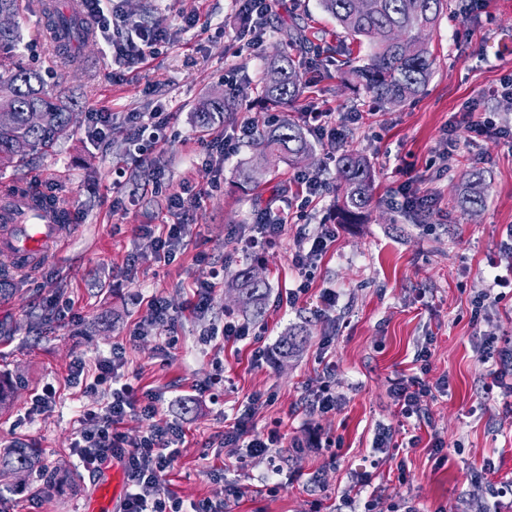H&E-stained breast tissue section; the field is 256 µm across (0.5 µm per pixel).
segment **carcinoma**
I'll return each mask as SVG.
<instances>
[{"label":"carcinoma","mask_w":512,"mask_h":512,"mask_svg":"<svg viewBox=\"0 0 512 512\" xmlns=\"http://www.w3.org/2000/svg\"><path fill=\"white\" fill-rule=\"evenodd\" d=\"M320 0L323 10L331 14L344 32L370 47L361 62H344L345 80L362 86L374 99L401 106L414 99L431 76L432 60L420 40V34L433 29L447 0ZM52 27L64 32L60 41L51 43L52 62L67 65L77 61V53L90 42L89 32L75 10L55 7L48 14ZM18 41L15 28L0 29V113L10 114L7 123H0V168L18 167L26 154L15 151V144L24 141L28 151L47 152L68 135L72 112L57 95L44 87L42 75L22 66L6 51ZM268 69L278 80L268 81L263 93L268 104L279 106L296 100L303 91L299 73L292 58L274 57ZM236 96L217 94L204 100L196 111V119L205 127L234 110ZM38 112L41 122L34 125L30 114ZM255 144L267 163L312 152L300 125L284 120L256 130ZM340 180L337 206L344 223L356 224L363 217L373 198V171L367 158L354 149H344L337 157ZM464 210L484 206L485 180L477 170L467 173L459 190ZM239 298L252 314L259 316L269 296L266 281L253 278V269L240 270L235 280ZM303 339L289 333L279 341L278 356H296ZM38 454L33 448H11L0 453V467L15 473H28L37 467Z\"/></svg>","instance_id":"cac0c4a2"}]
</instances>
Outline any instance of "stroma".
<instances>
[{
    "instance_id": "stroma-1",
    "label": "stroma",
    "mask_w": 512,
    "mask_h": 512,
    "mask_svg": "<svg viewBox=\"0 0 512 512\" xmlns=\"http://www.w3.org/2000/svg\"><path fill=\"white\" fill-rule=\"evenodd\" d=\"M128 24L159 27L166 40L146 61L113 60L103 40L83 49L82 66L47 65L42 18L27 10L14 19L21 33L15 54L25 67L40 71L74 109L68 138L55 150L28 156L25 165L0 171V183L49 191L69 209L67 235L51 261L22 278H0V386L11 404L0 412V450L37 449L39 466L55 476L48 497L37 477L24 482L0 476V512H82L83 503L104 482L111 467L88 474L72 449L74 417L80 408L97 409L110 398L108 386L82 392L67 375L76 359L94 364L112 345L142 330L129 348L126 373L141 390L160 396L163 414L183 421L185 440L163 484L183 503L224 502L225 512H338L354 473L369 470L366 493L383 504L413 496L425 512H460L463 502L493 504L478 474L493 464L495 481L512 483V398L487 390L482 360L487 340L506 346L512 339V143L487 139L471 146L465 129L447 137L455 113L473 102L502 117L512 116V100L498 98L512 80V7L487 0L469 14L459 0L427 35L434 60L420 96L401 107L373 99L336 74L346 53L363 57L367 44L353 41L325 12L319 0H274L273 11L256 43L241 40L245 10L239 0H116ZM303 27L311 48L289 38L292 25ZM293 55L306 86L300 99L279 108V119L303 123L304 111L359 113L347 148L363 153L373 175V200L362 223H342L336 210L337 165L322 143L305 160L260 167L250 140L237 151L214 158L204 168L205 130L195 119L199 103L225 92L233 76L241 96L235 111L214 125V134L267 113L261 97L266 62ZM112 112L101 140L88 139L92 110ZM160 113L164 141L134 164L128 138L132 115ZM256 171L242 182V168ZM412 168L421 193L433 204L402 207L396 190ZM484 172L488 193L477 213L462 210L457 188L466 171ZM161 183H154L153 172ZM304 172L326 179L321 199L307 210L308 231L336 228L330 250L313 260L307 295L288 305L285 291L298 276L291 266L298 229L288 224L277 246L244 251L233 235L252 223L258 211L282 218L299 200L293 182ZM121 195H113V181ZM188 187L202 196L198 209L167 206L169 193ZM180 224L182 241L170 261L160 260L155 234L162 225ZM252 267L265 277L269 302L260 320L266 357L254 363L256 346L211 337L225 318L251 321L233 289L236 272ZM218 271L206 310L189 314L194 285ZM336 293L335 305L322 299ZM163 297L178 320L174 345L159 353L163 339L152 322L149 296ZM490 295L480 323H472V303ZM70 302L65 318L49 309L50 300ZM306 330L300 353L288 361L276 355L281 336ZM429 344L427 378L447 382L434 392L415 447L385 458L378 468L375 436L379 427L403 440L399 408L391 382L419 370L415 354ZM223 369L224 382L213 396L197 394L198 385ZM54 385L52 406L34 410L45 385ZM329 389L335 413L310 415L303 398ZM255 393L270 396L255 417L256 434L277 428L280 465L256 458L238 467L235 448H213L209 441L224 430V419ZM337 439V451L324 448ZM445 443L447 460L438 463L429 444ZM237 484L238 498L226 500V484Z\"/></svg>"
}]
</instances>
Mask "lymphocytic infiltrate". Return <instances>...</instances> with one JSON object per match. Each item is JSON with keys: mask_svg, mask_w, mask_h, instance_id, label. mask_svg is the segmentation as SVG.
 Instances as JSON below:
<instances>
[{"mask_svg": "<svg viewBox=\"0 0 512 512\" xmlns=\"http://www.w3.org/2000/svg\"><path fill=\"white\" fill-rule=\"evenodd\" d=\"M90 11L97 28L112 51L113 59L131 63L145 59L162 43L158 30L127 24L115 18L108 8L109 0H89ZM336 240V232L329 225H321L313 234L299 231L291 264L298 273H306L313 257L326 253ZM127 364L124 345H113L107 356L101 357L94 368L76 362L71 370L73 381L95 389L107 384L112 388L110 402L105 407L79 410L74 425L73 447L83 469L100 472L102 465L116 458L122 463L129 489L124 499L123 512H180L178 501L162 487V478L172 466L178 448L185 437L183 427L163 418L156 396L137 393L125 373ZM432 389L420 375H401L393 379L391 395L405 421H420ZM261 394L252 395L242 409L237 410L223 434L215 436L216 447L238 448L239 463L266 455L269 449L279 447L281 436L277 429H269L265 436L254 433V418L262 406ZM138 413L151 418L152 423L139 441H128L120 426L128 414Z\"/></svg>", "mask_w": 512, "mask_h": 512, "instance_id": "lymphocytic-infiltrate-1", "label": "lymphocytic infiltrate"}]
</instances>
